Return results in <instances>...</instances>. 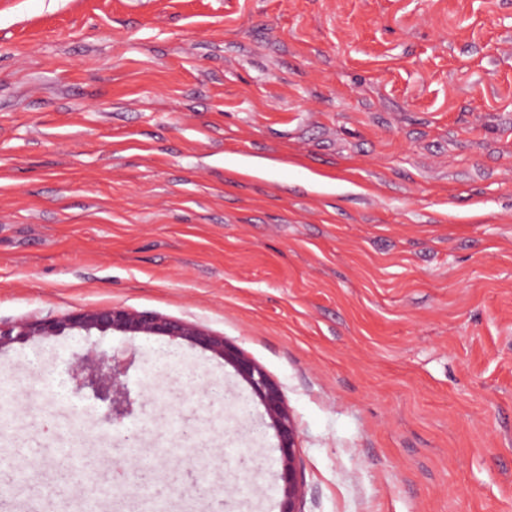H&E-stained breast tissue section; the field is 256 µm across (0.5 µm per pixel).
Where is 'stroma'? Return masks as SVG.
Segmentation results:
<instances>
[{"label":"stroma","mask_w":512,"mask_h":512,"mask_svg":"<svg viewBox=\"0 0 512 512\" xmlns=\"http://www.w3.org/2000/svg\"><path fill=\"white\" fill-rule=\"evenodd\" d=\"M112 306L280 386L301 512H512V0H0V322ZM89 347L159 402L141 455L92 391L47 384ZM0 407L9 512H85L95 484L107 512H279L262 405L186 341L13 344ZM216 448L196 479L222 506L175 462Z\"/></svg>","instance_id":"obj_1"}]
</instances>
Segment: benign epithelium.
<instances>
[{"label": "benign epithelium", "instance_id": "obj_1", "mask_svg": "<svg viewBox=\"0 0 512 512\" xmlns=\"http://www.w3.org/2000/svg\"><path fill=\"white\" fill-rule=\"evenodd\" d=\"M120 331L140 336H168L198 345L231 365L237 375L247 383L251 392L264 407L274 429L281 452L282 500L279 512H300L297 504L302 498L304 483L296 467L298 429L288 403L279 387L266 372L240 347L194 323L175 320L158 314L123 307H91L61 317L20 320L0 323V350L17 342L59 336L65 332ZM68 392L77 394L90 388L96 397L109 402L106 420L121 424L135 420L137 428H128L123 437L129 448H134L153 419L145 412L146 401L134 408V400L126 383L132 360L121 359L106 350L90 348L73 353Z\"/></svg>", "mask_w": 512, "mask_h": 512}]
</instances>
